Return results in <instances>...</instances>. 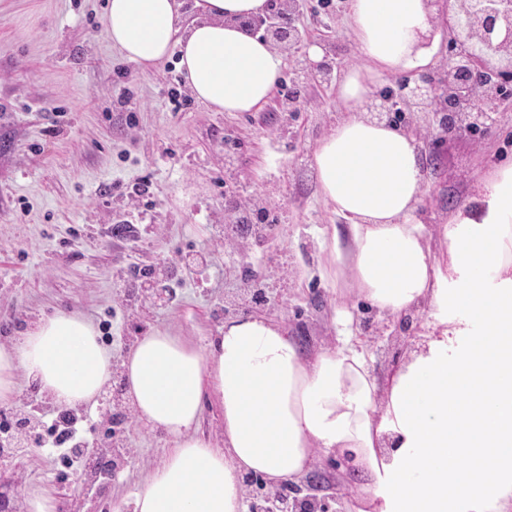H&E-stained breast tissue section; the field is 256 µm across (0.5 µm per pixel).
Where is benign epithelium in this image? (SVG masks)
<instances>
[{"mask_svg":"<svg viewBox=\"0 0 512 512\" xmlns=\"http://www.w3.org/2000/svg\"><path fill=\"white\" fill-rule=\"evenodd\" d=\"M436 6L434 28L448 29L443 45L446 66L432 68L414 78L397 81L395 97L378 95L370 117L383 120L392 108L429 115L425 128L445 141L463 134L486 133L498 121V109L510 104L504 87L512 84V0H430ZM296 0H278L271 9L276 20L259 16L247 21L264 29L263 38L290 52L296 69L317 83H329L334 65L325 60L312 63L301 54V36L293 24ZM311 494L289 500L285 490L256 488L250 492V512H328L320 478L308 481Z\"/></svg>","mask_w":512,"mask_h":512,"instance_id":"obj_1","label":"benign epithelium"}]
</instances>
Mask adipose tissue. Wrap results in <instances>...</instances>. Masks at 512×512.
<instances>
[{"label":"adipose tissue","mask_w":512,"mask_h":512,"mask_svg":"<svg viewBox=\"0 0 512 512\" xmlns=\"http://www.w3.org/2000/svg\"><path fill=\"white\" fill-rule=\"evenodd\" d=\"M268 9V0H107L104 21L128 61L148 69L179 45L196 99L253 112L283 67L244 25ZM432 12L429 0H350L364 64L344 70V115L313 151L320 195L344 221L329 252L337 293L382 318L425 310L421 341L381 383L361 351L305 355L263 316L225 322L205 349L167 331L142 337L122 362L126 397L173 446L134 512H246L244 475L294 482L336 453L360 480L349 512H512V159L441 225L440 255L418 217L426 178L416 138L362 110L389 76L434 66ZM20 371L73 408L99 395L111 358L89 321L58 312L0 348V403L14 398ZM207 396L223 413L220 447L195 433Z\"/></svg>","instance_id":"obj_1"}]
</instances>
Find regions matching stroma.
I'll list each match as a JSON object with an SVG mask.
<instances>
[{
  "label": "stroma",
  "instance_id": "obj_1",
  "mask_svg": "<svg viewBox=\"0 0 512 512\" xmlns=\"http://www.w3.org/2000/svg\"><path fill=\"white\" fill-rule=\"evenodd\" d=\"M296 0L303 45L317 44L342 66L360 64L349 32V0L317 14ZM106 0H0V346H11L39 319L64 309L100 329L112 377L80 406L88 438L107 474L65 471L53 449L0 455V493L27 512L36 490L59 512H131L135 495L172 447L136 419L124 391L122 359L136 341L166 330L198 347L227 320L260 312L283 323L308 352L336 344L344 331L364 341L371 372L385 377L421 339L426 314L411 328L368 339L379 321L363 303L345 302L325 274L326 246L338 218L311 168L317 141L340 115L335 87L302 79L283 61L288 111L272 96L259 111L227 114L195 101L174 110L168 98L185 82L175 59L150 71L107 39ZM235 148L226 157L225 145ZM423 150L442 167L431 176L420 218L435 239L457 205L504 157L512 156V109L482 137L453 142L428 136ZM150 177L151 202L128 193ZM266 210L259 231L224 241L225 191ZM125 236H114L118 220ZM263 271L271 303L225 301L242 273ZM180 279L176 292L149 297L156 273Z\"/></svg>",
  "mask_w": 512,
  "mask_h": 512
}]
</instances>
